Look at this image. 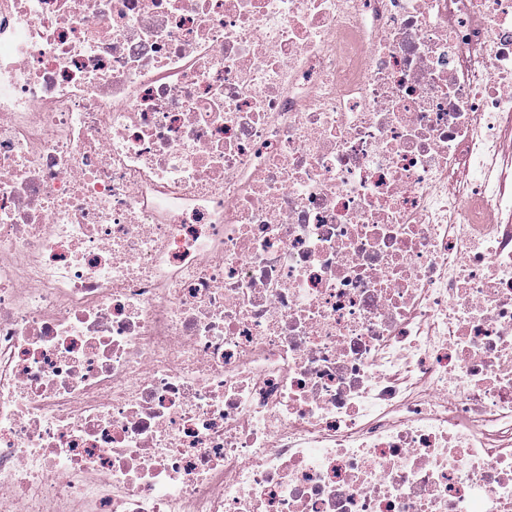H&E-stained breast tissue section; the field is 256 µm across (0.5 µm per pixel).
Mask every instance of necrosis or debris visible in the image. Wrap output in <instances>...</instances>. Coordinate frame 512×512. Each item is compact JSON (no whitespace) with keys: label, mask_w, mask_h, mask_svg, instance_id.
I'll list each match as a JSON object with an SVG mask.
<instances>
[{"label":"necrosis or debris","mask_w":512,"mask_h":512,"mask_svg":"<svg viewBox=\"0 0 512 512\" xmlns=\"http://www.w3.org/2000/svg\"><path fill=\"white\" fill-rule=\"evenodd\" d=\"M0 512H512V0H0Z\"/></svg>","instance_id":"1"}]
</instances>
